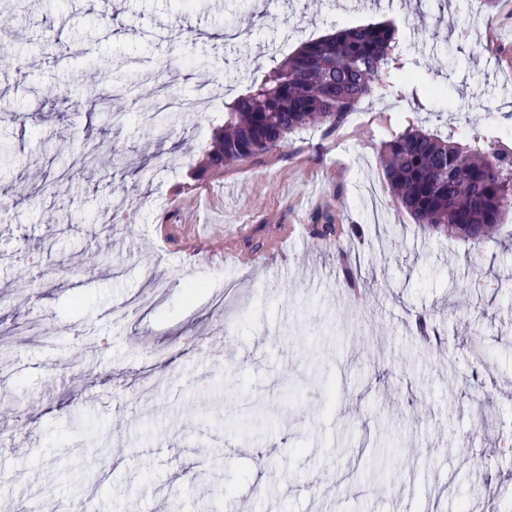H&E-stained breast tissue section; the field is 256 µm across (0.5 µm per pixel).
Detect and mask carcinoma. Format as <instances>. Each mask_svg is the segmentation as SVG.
I'll use <instances>...</instances> for the list:
<instances>
[{
  "label": "carcinoma",
  "mask_w": 512,
  "mask_h": 512,
  "mask_svg": "<svg viewBox=\"0 0 512 512\" xmlns=\"http://www.w3.org/2000/svg\"><path fill=\"white\" fill-rule=\"evenodd\" d=\"M404 46L388 24L339 30L304 42L253 90L225 105L207 167L279 149L312 125L335 128L361 102L394 88L406 95L411 76ZM476 132L466 144L453 134L407 126L383 143L380 162L396 203L428 232L473 244L489 239L512 208V162L485 150Z\"/></svg>",
  "instance_id": "carcinoma-1"
}]
</instances>
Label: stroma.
I'll return each mask as SVG.
<instances>
[{"mask_svg": "<svg viewBox=\"0 0 512 512\" xmlns=\"http://www.w3.org/2000/svg\"><path fill=\"white\" fill-rule=\"evenodd\" d=\"M0 6V512H512L496 492L512 483V247L422 235L379 164L412 124L512 130V0ZM378 22L442 97L373 98L362 120L203 172L225 101L305 40ZM202 84L212 111L146 123L158 94ZM108 89L118 125L91 105ZM124 190L161 205L114 221ZM83 252L102 267L71 268ZM474 336L490 366L463 361ZM402 448L399 478L374 483Z\"/></svg>", "mask_w": 512, "mask_h": 512, "instance_id": "1", "label": "stroma"}]
</instances>
